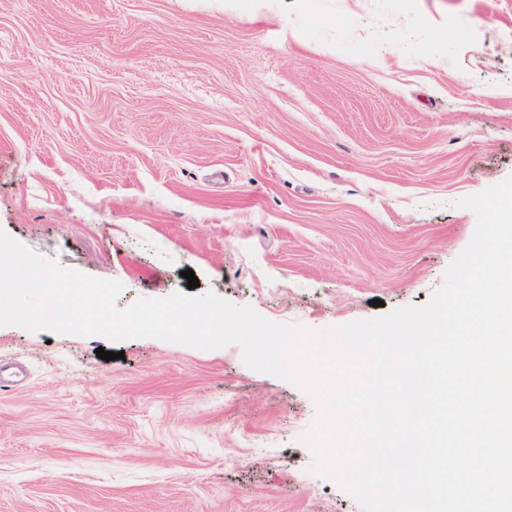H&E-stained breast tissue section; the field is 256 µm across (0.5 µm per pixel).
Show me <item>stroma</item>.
Listing matches in <instances>:
<instances>
[{"mask_svg": "<svg viewBox=\"0 0 512 512\" xmlns=\"http://www.w3.org/2000/svg\"><path fill=\"white\" fill-rule=\"evenodd\" d=\"M510 177L512 0H0V230L118 308L425 305ZM0 365V512H363L239 345L3 326Z\"/></svg>", "mask_w": 512, "mask_h": 512, "instance_id": "obj_1", "label": "stroma"}]
</instances>
